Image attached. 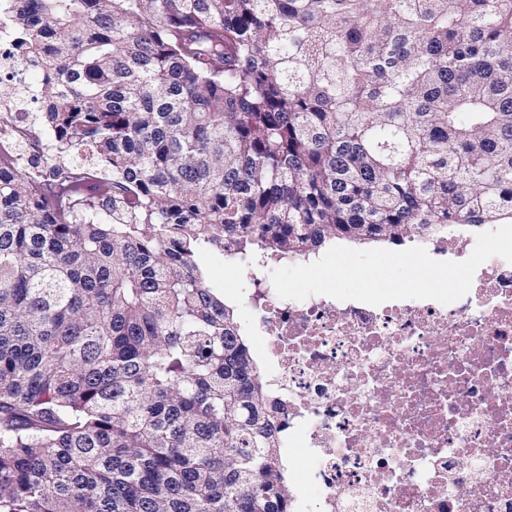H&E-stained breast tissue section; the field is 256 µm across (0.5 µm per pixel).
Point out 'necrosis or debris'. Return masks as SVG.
<instances>
[{
    "label": "necrosis or debris",
    "instance_id": "1",
    "mask_svg": "<svg viewBox=\"0 0 512 512\" xmlns=\"http://www.w3.org/2000/svg\"><path fill=\"white\" fill-rule=\"evenodd\" d=\"M0 107V160L38 142ZM282 448L295 439L320 512H512V263H483L464 298L372 306L259 289Z\"/></svg>",
    "mask_w": 512,
    "mask_h": 512
}]
</instances>
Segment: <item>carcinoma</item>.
<instances>
[{
    "label": "carcinoma",
    "mask_w": 512,
    "mask_h": 512,
    "mask_svg": "<svg viewBox=\"0 0 512 512\" xmlns=\"http://www.w3.org/2000/svg\"><path fill=\"white\" fill-rule=\"evenodd\" d=\"M54 158L0 165V512H290L204 249L512 223V0H12Z\"/></svg>",
    "instance_id": "obj_1"
}]
</instances>
